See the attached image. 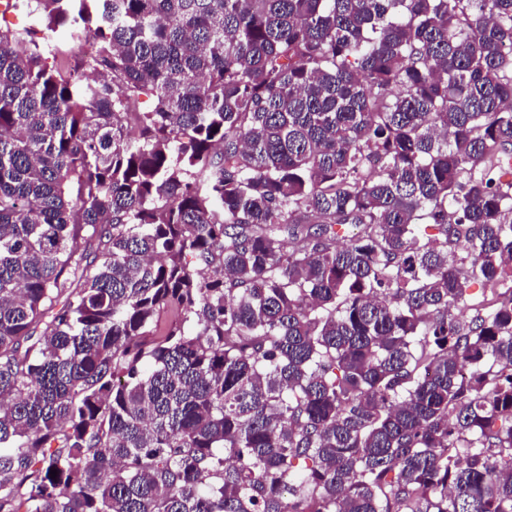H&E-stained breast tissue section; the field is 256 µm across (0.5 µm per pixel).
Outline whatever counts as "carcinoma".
Returning a JSON list of instances; mask_svg holds the SVG:
<instances>
[{"instance_id": "cac0c4a2", "label": "carcinoma", "mask_w": 512, "mask_h": 512, "mask_svg": "<svg viewBox=\"0 0 512 512\" xmlns=\"http://www.w3.org/2000/svg\"><path fill=\"white\" fill-rule=\"evenodd\" d=\"M12 7L0 512H512V0Z\"/></svg>"}]
</instances>
